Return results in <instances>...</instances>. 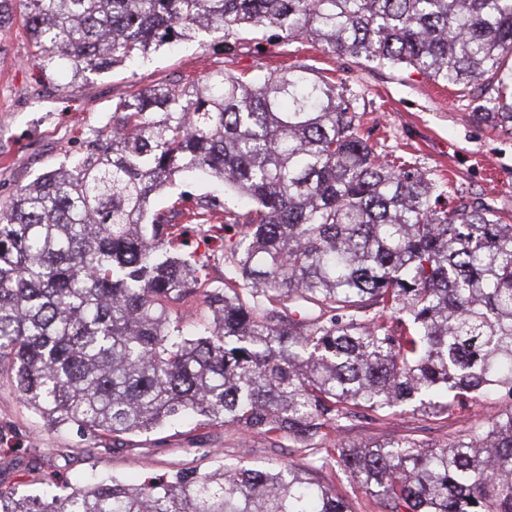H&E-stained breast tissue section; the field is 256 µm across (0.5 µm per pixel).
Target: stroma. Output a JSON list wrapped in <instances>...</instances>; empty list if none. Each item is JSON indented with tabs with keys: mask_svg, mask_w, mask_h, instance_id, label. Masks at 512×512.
<instances>
[{
	"mask_svg": "<svg viewBox=\"0 0 512 512\" xmlns=\"http://www.w3.org/2000/svg\"><path fill=\"white\" fill-rule=\"evenodd\" d=\"M305 65L357 91L360 132L388 159L444 180L449 199L463 194L512 224V135L477 121L467 93L435 83L415 69L369 68L298 38L224 40L205 33L197 40L153 53L146 61L75 81L69 74H41L22 22L0 29V200L35 176L54 169L65 152H80L87 137L112 124L119 97L158 84H182L221 69L250 75ZM505 404L491 394L450 419L411 410L386 417L363 412L341 436L360 443L386 436H413L440 444L477 427ZM287 440L277 444L219 424L190 418L125 443L94 442L73 430H47L0 378V483L22 493L75 480L116 476L131 485L178 468H214L230 459L243 465L298 460Z\"/></svg>",
	"mask_w": 512,
	"mask_h": 512,
	"instance_id": "stroma-1",
	"label": "stroma"
}]
</instances>
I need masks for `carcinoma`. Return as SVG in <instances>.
<instances>
[{
  "label": "carcinoma",
  "mask_w": 512,
  "mask_h": 512,
  "mask_svg": "<svg viewBox=\"0 0 512 512\" xmlns=\"http://www.w3.org/2000/svg\"><path fill=\"white\" fill-rule=\"evenodd\" d=\"M18 15L44 74L273 31L462 87L512 134V0H0L1 29ZM357 100L300 66L130 92L110 130L0 203V369L48 428L117 442L194 416L305 453L1 487L0 512H352L340 475L388 512H512V224L384 160ZM197 171L224 192L198 198L195 228L241 233L217 284L176 249L183 197L153 209ZM490 391L505 409L443 445L335 438L364 411L451 415Z\"/></svg>",
  "instance_id": "1"
}]
</instances>
